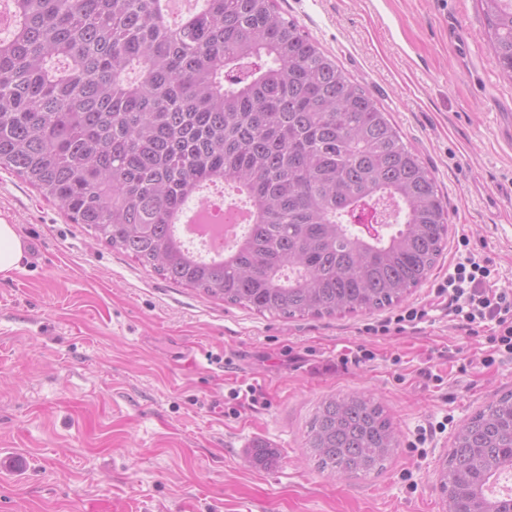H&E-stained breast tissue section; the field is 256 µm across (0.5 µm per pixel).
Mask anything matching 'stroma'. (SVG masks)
Segmentation results:
<instances>
[{
    "instance_id": "35a3bbf8",
    "label": "stroma",
    "mask_w": 512,
    "mask_h": 512,
    "mask_svg": "<svg viewBox=\"0 0 512 512\" xmlns=\"http://www.w3.org/2000/svg\"><path fill=\"white\" fill-rule=\"evenodd\" d=\"M389 113L448 208L446 248L407 298L427 321L371 336V314L286 318L208 298L144 270L0 170V220L24 260L0 276V512H445L439 472L459 427L512 391V359L483 367L434 287L459 241L512 289V84L479 0H276ZM365 346L373 360L344 362ZM255 387L254 399L231 400ZM366 394L400 446L367 477L319 473L317 406ZM425 444H418L419 435ZM274 466L249 458L253 440Z\"/></svg>"
}]
</instances>
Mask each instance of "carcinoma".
<instances>
[{
    "label": "carcinoma",
    "mask_w": 512,
    "mask_h": 512,
    "mask_svg": "<svg viewBox=\"0 0 512 512\" xmlns=\"http://www.w3.org/2000/svg\"><path fill=\"white\" fill-rule=\"evenodd\" d=\"M0 36V168L74 224L173 283L260 314L391 307L437 264L448 210L388 113L275 0H10ZM512 79V0H481ZM229 185L254 222L220 260L176 230ZM382 217L369 232L356 222ZM398 447L365 394L324 399L306 448L331 476L380 473ZM250 458L276 460L264 441ZM512 462V392L458 431L447 512H512L489 497Z\"/></svg>",
    "instance_id": "1"
}]
</instances>
